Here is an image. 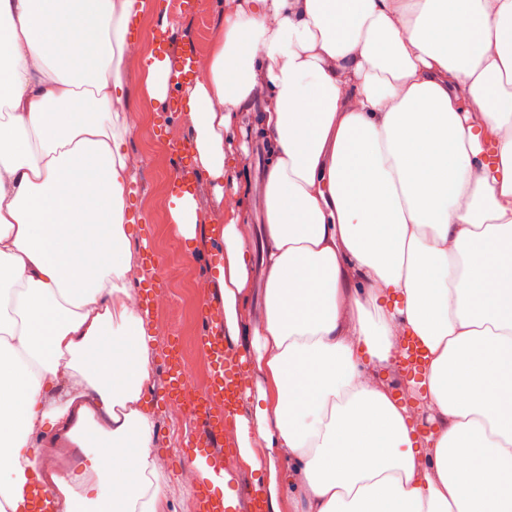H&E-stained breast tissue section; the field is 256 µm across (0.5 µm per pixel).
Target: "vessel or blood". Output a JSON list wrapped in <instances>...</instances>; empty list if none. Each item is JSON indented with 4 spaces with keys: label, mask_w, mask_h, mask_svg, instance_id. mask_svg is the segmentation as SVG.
<instances>
[{
    "label": "vessel or blood",
    "mask_w": 512,
    "mask_h": 512,
    "mask_svg": "<svg viewBox=\"0 0 512 512\" xmlns=\"http://www.w3.org/2000/svg\"><path fill=\"white\" fill-rule=\"evenodd\" d=\"M160 60L169 63V92L164 101L168 114L180 112L183 107L182 87L193 82L195 54L191 45L172 50L168 37H161L158 44ZM170 153L177 163V175L171 184L175 197L191 192L197 182V173L190 147L183 142L170 145ZM201 330L199 344L210 359L213 372L209 385L196 399H187L184 384L188 368L178 353L166 351L163 362L169 374L168 397L173 401H186L189 411L198 420L190 441L199 448L193 461L202 472L204 488L199 498V512H236L228 506L221 488L224 484L223 447L224 425L238 413L243 388L239 383L237 360L229 355L224 345V308L220 298L209 297L200 309Z\"/></svg>",
    "instance_id": "obj_1"
}]
</instances>
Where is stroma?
<instances>
[{
    "instance_id": "1",
    "label": "stroma",
    "mask_w": 512,
    "mask_h": 512,
    "mask_svg": "<svg viewBox=\"0 0 512 512\" xmlns=\"http://www.w3.org/2000/svg\"><path fill=\"white\" fill-rule=\"evenodd\" d=\"M233 0H200L193 15L177 18L169 26L174 44L189 41L195 44L197 52H206V39L212 36L224 12L233 8ZM128 83L120 102L114 108L119 112L136 111L147 121L146 128L129 126L127 133L128 152L136 165V181L128 186L125 194L129 213L136 219L132 226L131 248L143 252L152 248L160 265L157 268H144V281L138 287L139 299H151L167 286V271L170 267L184 269L181 281L176 288L181 295L183 318L178 330H170L166 321L156 309H149L154 361L153 391L148 392L147 400L157 427V446L154 453L162 468L167 483L176 492L177 512H197L196 498L191 488L185 487L181 471L188 465L194 453L193 448L174 446L169 436L167 419L168 376L162 357L170 342L181 343L196 360H203L204 353L198 343L200 331L199 310L205 299L211 295L215 285L213 267L209 265L206 251L209 241L199 237L186 240L171 232L168 212L170 191L166 178L176 170L172 156L161 151V144L171 135L189 139L191 133L182 122L166 123L162 119V105L149 101L140 85V66L131 62L126 66ZM262 107L254 105L240 116V129L235 132L232 150L235 160L229 171L240 190L244 193L241 208V221L249 227L247 247L253 258L252 296L250 307L260 310L264 270L261 264L264 229L263 183L272 157L266 147V137L261 125Z\"/></svg>"
}]
</instances>
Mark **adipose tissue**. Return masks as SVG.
<instances>
[{
    "label": "adipose tissue",
    "mask_w": 512,
    "mask_h": 512,
    "mask_svg": "<svg viewBox=\"0 0 512 512\" xmlns=\"http://www.w3.org/2000/svg\"><path fill=\"white\" fill-rule=\"evenodd\" d=\"M145 6L0 0V512L35 485L54 512H170L112 108ZM186 97L233 208L225 142L265 103L261 313L235 217L216 281L266 512H512V0H239ZM408 336L426 435L386 381Z\"/></svg>",
    "instance_id": "obj_1"
}]
</instances>
